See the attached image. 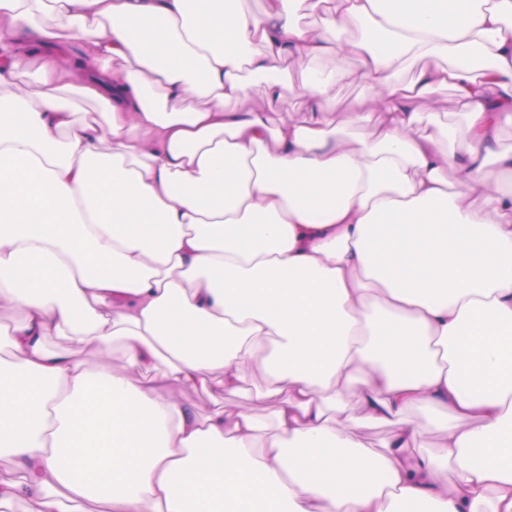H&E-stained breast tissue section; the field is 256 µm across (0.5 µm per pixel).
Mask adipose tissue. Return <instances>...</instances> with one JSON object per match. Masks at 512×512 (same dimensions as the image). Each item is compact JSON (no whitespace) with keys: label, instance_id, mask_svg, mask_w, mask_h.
<instances>
[{"label":"adipose tissue","instance_id":"obj_1","mask_svg":"<svg viewBox=\"0 0 512 512\" xmlns=\"http://www.w3.org/2000/svg\"><path fill=\"white\" fill-rule=\"evenodd\" d=\"M301 1L0 0V84L41 59L0 96V512H512V150L485 152L512 0H334L318 27ZM330 55L360 61L371 139L327 119L332 69L303 117L263 109ZM448 87L452 148L423 122ZM254 381L262 414L170 393ZM435 112L437 114L432 119L434 122L452 129L457 138L465 135L466 119L456 108L454 91L451 88L448 87L440 92Z\"/></svg>","mask_w":512,"mask_h":512}]
</instances>
